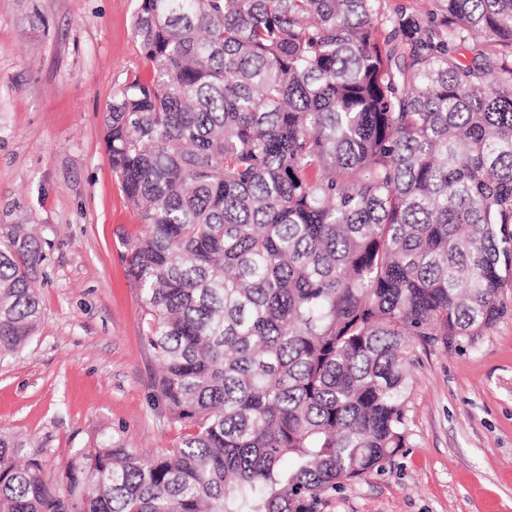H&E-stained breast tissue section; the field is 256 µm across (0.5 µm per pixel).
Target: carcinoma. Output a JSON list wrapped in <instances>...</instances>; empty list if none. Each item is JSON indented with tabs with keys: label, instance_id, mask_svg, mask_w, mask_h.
I'll use <instances>...</instances> for the list:
<instances>
[{
	"label": "carcinoma",
	"instance_id": "1",
	"mask_svg": "<svg viewBox=\"0 0 512 512\" xmlns=\"http://www.w3.org/2000/svg\"><path fill=\"white\" fill-rule=\"evenodd\" d=\"M133 30L153 76L105 137L179 440L114 436L49 482L0 437V512H322L408 447L412 346L505 313L512 0H138ZM41 261L0 235L1 357L40 322ZM436 0H383L382 5L388 14L397 10L428 18L435 11Z\"/></svg>",
	"mask_w": 512,
	"mask_h": 512
}]
</instances>
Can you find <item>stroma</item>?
Returning <instances> with one entry per match:
<instances>
[{
  "instance_id": "1",
  "label": "stroma",
  "mask_w": 512,
  "mask_h": 512,
  "mask_svg": "<svg viewBox=\"0 0 512 512\" xmlns=\"http://www.w3.org/2000/svg\"><path fill=\"white\" fill-rule=\"evenodd\" d=\"M137 0H0V228L30 225L44 260L33 338L0 358V436L53 478L111 437L173 447L142 341L140 288L120 234L140 230L109 163L113 92L152 69L133 34ZM476 343L414 344L409 446L323 512H512V288Z\"/></svg>"
}]
</instances>
